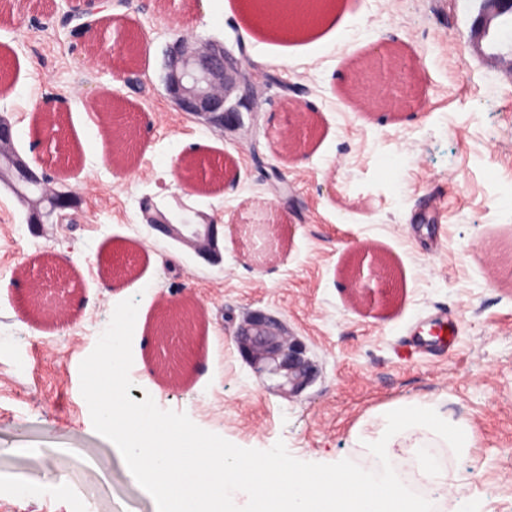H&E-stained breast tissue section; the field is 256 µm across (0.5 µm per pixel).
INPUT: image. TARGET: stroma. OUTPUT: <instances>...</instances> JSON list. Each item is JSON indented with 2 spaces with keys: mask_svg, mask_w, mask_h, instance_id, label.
<instances>
[{
  "mask_svg": "<svg viewBox=\"0 0 512 512\" xmlns=\"http://www.w3.org/2000/svg\"><path fill=\"white\" fill-rule=\"evenodd\" d=\"M330 20L271 37L221 0H119L84 20L92 37L73 40L66 0H17L0 12V59L13 81L0 114L34 169L66 167L82 199L77 222L32 232L26 210L0 186V512H157L128 477L118 448L98 434L81 395L79 365L117 303L136 298L146 329L134 333L129 390L242 448L284 442L306 462L349 459L367 467L354 441L387 405L443 396L469 422L472 458H454L459 490L446 512H512V277L486 276L490 258L512 262V79L471 56L479 0H331ZM191 32L241 50L259 95L254 116L219 131L177 112L162 84L166 51ZM139 40V82L114 80L112 42ZM382 44L407 67L387 73L382 92L412 85L397 112H365L343 98L352 62ZM65 99L60 141L34 140L48 95ZM119 100L135 118L136 164L116 166L106 129L85 127L90 108ZM294 99L316 129L304 155L280 142ZM233 156L234 180L184 194V157ZM186 204L192 223L218 217L222 256L213 266L152 231L144 199ZM384 257L398 300L354 304L348 276L359 248ZM55 258L78 293L72 320L42 327L21 301L41 257ZM130 259L135 278L103 280L101 260ZM198 305L215 336L185 384L152 375L165 346L154 333L163 301ZM261 310L285 321L318 369L289 398L242 359L236 326ZM452 324L451 348L421 352L417 326Z\"/></svg>",
  "mask_w": 512,
  "mask_h": 512,
  "instance_id": "obj_1",
  "label": "stroma"
}]
</instances>
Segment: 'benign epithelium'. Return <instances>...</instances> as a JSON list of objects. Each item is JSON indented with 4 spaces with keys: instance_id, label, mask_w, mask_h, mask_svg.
I'll return each mask as SVG.
<instances>
[{
    "instance_id": "benign-epithelium-1",
    "label": "benign epithelium",
    "mask_w": 512,
    "mask_h": 512,
    "mask_svg": "<svg viewBox=\"0 0 512 512\" xmlns=\"http://www.w3.org/2000/svg\"><path fill=\"white\" fill-rule=\"evenodd\" d=\"M512 0H480L478 16L473 28L481 27L489 12H495L498 21L506 22L505 5ZM163 86L175 109L205 123L224 128L242 123L241 110L254 111L257 93L255 83L233 50L218 40H202L190 34L180 36L167 53ZM379 86L377 61L368 62L354 81L353 95L361 102L384 101L405 106L409 96L374 95L370 89ZM295 128L288 133V152L297 155L305 147L314 130L311 114L301 111ZM23 179L40 186L43 196L56 203L57 223L71 225L75 217L71 211L78 208L73 191L60 184L55 172L31 168L20 155L8 159V167L0 169V183L17 190L15 180ZM27 223L38 228L45 223L40 206L42 200L25 198ZM148 226L155 232L192 248L199 257L210 264L222 260L218 221L205 224H189L175 212L159 209L147 213ZM373 269L370 277L363 278L364 262ZM384 264L368 254L358 255L352 270L356 287L362 289L361 299H374L376 291L371 278L383 276ZM63 282L62 271L51 268L37 286L29 289L23 299V312L48 323L60 325L69 319L67 297L69 290L59 288ZM195 327L194 309L183 301L170 304L160 321L158 335L161 340L177 339V345L169 355V362L185 367L195 354L196 337L191 335ZM234 341L243 359L253 370L273 381L272 388L288 395H297L315 378L314 364L308 356L306 345L288 335V330L277 317L263 311H254L237 328Z\"/></svg>"
}]
</instances>
